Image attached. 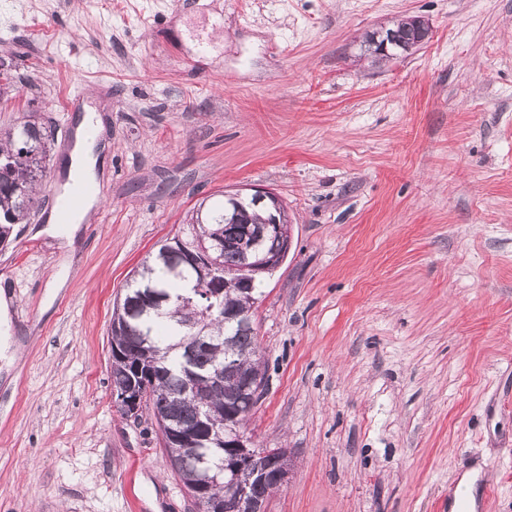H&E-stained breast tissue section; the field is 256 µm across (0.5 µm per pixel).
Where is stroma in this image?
<instances>
[{
	"label": "stroma",
	"instance_id": "stroma-1",
	"mask_svg": "<svg viewBox=\"0 0 512 512\" xmlns=\"http://www.w3.org/2000/svg\"><path fill=\"white\" fill-rule=\"evenodd\" d=\"M0 0L13 83L69 150L97 109L101 204H44L0 246V512H199L154 420L112 400L113 307L194 207L265 188L293 245L260 286L265 386L245 434L293 472L267 512H512V0ZM420 16L417 50L363 37Z\"/></svg>",
	"mask_w": 512,
	"mask_h": 512
}]
</instances>
